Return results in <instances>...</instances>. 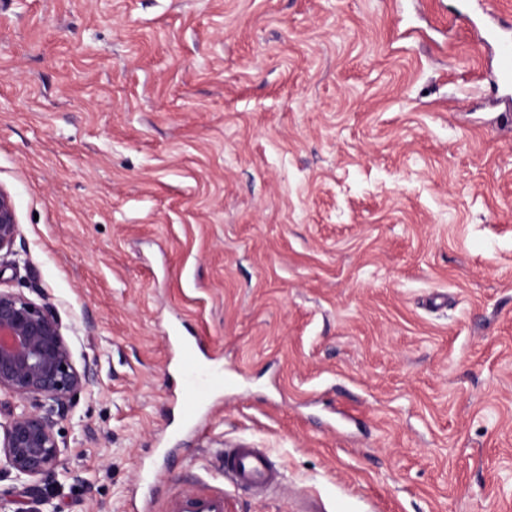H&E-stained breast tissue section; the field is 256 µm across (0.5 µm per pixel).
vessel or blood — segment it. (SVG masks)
<instances>
[{"label": "vessel or blood", "mask_w": 512, "mask_h": 512, "mask_svg": "<svg viewBox=\"0 0 512 512\" xmlns=\"http://www.w3.org/2000/svg\"><path fill=\"white\" fill-rule=\"evenodd\" d=\"M193 344H185L179 352L184 388L181 401L186 409L206 400L212 392L224 387V367L218 358L202 363ZM221 475L235 490L264 493L280 485L282 474L269 452L245 443L224 449ZM164 512H226L223 490L187 491L172 497Z\"/></svg>", "instance_id": "obj_1"}]
</instances>
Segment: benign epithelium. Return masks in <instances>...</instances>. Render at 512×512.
Wrapping results in <instances>:
<instances>
[{
	"instance_id": "benign-epithelium-1",
	"label": "benign epithelium",
	"mask_w": 512,
	"mask_h": 512,
	"mask_svg": "<svg viewBox=\"0 0 512 512\" xmlns=\"http://www.w3.org/2000/svg\"><path fill=\"white\" fill-rule=\"evenodd\" d=\"M19 234L13 198L0 187V252H12ZM96 366L95 358L76 366L51 303L0 290V392L18 400L0 422V479L31 481L15 512H46L50 497L37 481L55 477L60 463L56 418L93 383Z\"/></svg>"
}]
</instances>
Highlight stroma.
<instances>
[{"label": "stroma", "instance_id": "1", "mask_svg": "<svg viewBox=\"0 0 512 512\" xmlns=\"http://www.w3.org/2000/svg\"><path fill=\"white\" fill-rule=\"evenodd\" d=\"M512 0H0V289L97 377L53 512H512ZM231 374L182 420L183 338ZM20 234L14 201L11 194L0 187V253H12ZM221 476L235 490L247 493H265L280 485L282 474L269 452L239 443L224 448ZM164 512H226L224 488L209 492L196 490L179 493L166 504Z\"/></svg>", "mask_w": 512, "mask_h": 512}]
</instances>
